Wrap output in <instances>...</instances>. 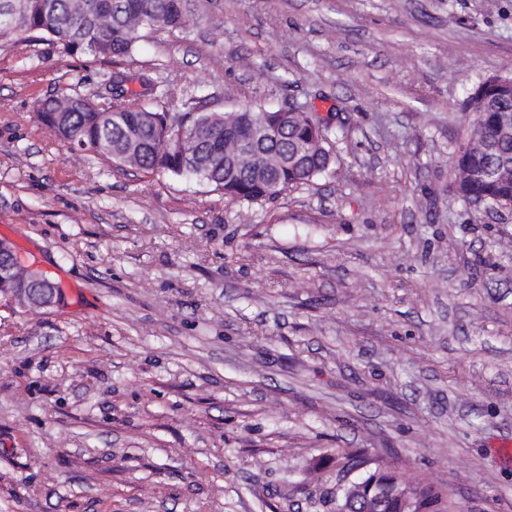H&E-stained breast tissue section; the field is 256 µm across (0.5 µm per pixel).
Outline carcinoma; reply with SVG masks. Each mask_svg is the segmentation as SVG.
Segmentation results:
<instances>
[{"instance_id":"1","label":"carcinoma","mask_w":512,"mask_h":512,"mask_svg":"<svg viewBox=\"0 0 512 512\" xmlns=\"http://www.w3.org/2000/svg\"><path fill=\"white\" fill-rule=\"evenodd\" d=\"M188 23L182 0H83L79 12L71 10L69 0H0V42L47 41L63 54L112 63L132 56L147 34L181 31ZM128 82L124 72H113L112 101L100 105L78 93L46 98L37 106V119L74 149L117 166L191 177L240 205L274 203L335 164L332 126L302 106L280 112L247 104L234 112H201L191 97L174 127L165 102L184 96L181 81L170 79L153 101L137 103L129 99ZM464 111L480 115V122L455 151L454 190L465 204L512 207V77L484 78L468 95ZM259 123L279 126V134L246 161L234 140ZM342 468L358 475L347 486L336 480L334 512H370L357 489L373 480H395L360 456ZM416 491L418 512H449L439 494Z\"/></svg>"}]
</instances>
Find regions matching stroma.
Listing matches in <instances>:
<instances>
[{"instance_id": "stroma-1", "label": "stroma", "mask_w": 512, "mask_h": 512, "mask_svg": "<svg viewBox=\"0 0 512 512\" xmlns=\"http://www.w3.org/2000/svg\"><path fill=\"white\" fill-rule=\"evenodd\" d=\"M122 64L206 111L338 115L332 172L252 210L70 148L39 100L113 66L0 44V512H331L342 455L512 512V210L466 205L462 103L512 0H186ZM19 283L23 288H13V293H7L11 303L18 302L24 307H30V311H36L42 308L52 306L59 294V289L55 284L41 271L25 263L21 257L14 252L8 258L7 266L1 267L0 261V293L9 291L10 284Z\"/></svg>"}]
</instances>
